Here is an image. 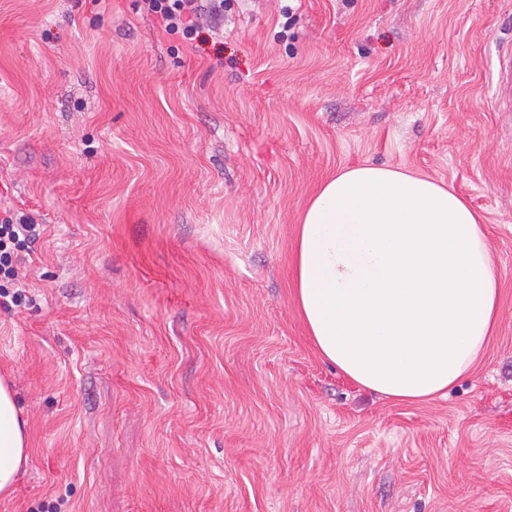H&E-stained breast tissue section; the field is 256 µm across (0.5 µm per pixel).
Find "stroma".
<instances>
[{
  "mask_svg": "<svg viewBox=\"0 0 512 512\" xmlns=\"http://www.w3.org/2000/svg\"><path fill=\"white\" fill-rule=\"evenodd\" d=\"M512 0H224L197 49L135 0H0V208L45 224L0 377V512H512ZM370 161L479 212L497 330L447 397L324 362L292 256ZM26 421L8 383L0 378V494L14 491L28 461Z\"/></svg>",
  "mask_w": 512,
  "mask_h": 512,
  "instance_id": "stroma-1",
  "label": "stroma"
}]
</instances>
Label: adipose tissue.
I'll return each mask as SVG.
<instances>
[{
  "label": "adipose tissue",
  "mask_w": 512,
  "mask_h": 512,
  "mask_svg": "<svg viewBox=\"0 0 512 512\" xmlns=\"http://www.w3.org/2000/svg\"><path fill=\"white\" fill-rule=\"evenodd\" d=\"M294 298L321 358L402 403L447 395L499 319L481 218L453 188L371 163L338 170L303 210ZM26 422L0 378V494L28 461Z\"/></svg>",
  "instance_id": "obj_1"
}]
</instances>
